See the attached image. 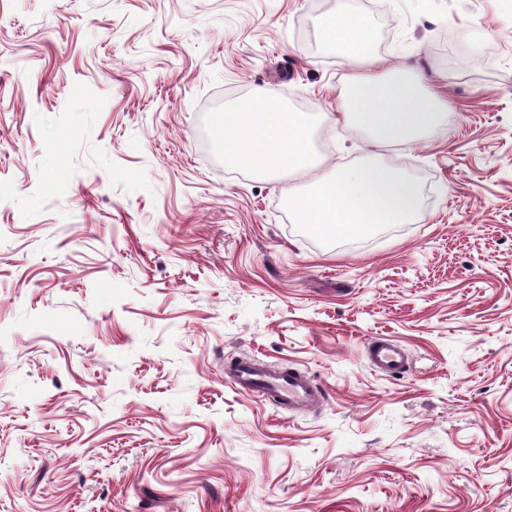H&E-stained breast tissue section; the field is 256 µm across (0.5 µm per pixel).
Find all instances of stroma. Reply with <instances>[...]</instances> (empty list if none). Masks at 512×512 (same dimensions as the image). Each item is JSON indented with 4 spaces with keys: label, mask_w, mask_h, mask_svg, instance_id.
<instances>
[{
    "label": "stroma",
    "mask_w": 512,
    "mask_h": 512,
    "mask_svg": "<svg viewBox=\"0 0 512 512\" xmlns=\"http://www.w3.org/2000/svg\"><path fill=\"white\" fill-rule=\"evenodd\" d=\"M336 0H0V512H512V8L360 0L375 55L446 86L414 148L316 125L326 166L418 212L323 245L302 176L212 154L204 114L275 90L336 109ZM388 336L411 355L365 358ZM300 368L292 412L236 390ZM409 353L396 340L389 337H376L366 348V360L374 371L386 375L403 373L407 368ZM234 384L242 393L261 394L288 410L309 408L322 397L320 388L310 376L295 369L273 371L243 363L234 371Z\"/></svg>",
    "instance_id": "1"
}]
</instances>
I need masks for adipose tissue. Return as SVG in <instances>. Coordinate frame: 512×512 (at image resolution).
I'll return each mask as SVG.
<instances>
[{
  "label": "adipose tissue",
  "mask_w": 512,
  "mask_h": 512,
  "mask_svg": "<svg viewBox=\"0 0 512 512\" xmlns=\"http://www.w3.org/2000/svg\"><path fill=\"white\" fill-rule=\"evenodd\" d=\"M322 37L346 49L353 68L340 90L338 112L323 114L327 125L342 122L365 130L373 147L411 146L440 127L448 112L447 97L426 86L403 65H383L370 51L375 31L368 18L353 13L346 0L322 24Z\"/></svg>",
  "instance_id": "adipose-tissue-1"
}]
</instances>
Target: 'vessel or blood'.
<instances>
[{
    "label": "vessel or blood",
    "instance_id": "b4317fda",
    "mask_svg": "<svg viewBox=\"0 0 512 512\" xmlns=\"http://www.w3.org/2000/svg\"><path fill=\"white\" fill-rule=\"evenodd\" d=\"M408 359L407 349L389 337L374 338L366 348L369 367L386 375L403 373ZM234 384L242 393L261 394L275 405L291 410L311 407L322 395L306 372L273 371L251 363L240 364L235 369Z\"/></svg>",
    "mask_w": 512,
    "mask_h": 512
}]
</instances>
